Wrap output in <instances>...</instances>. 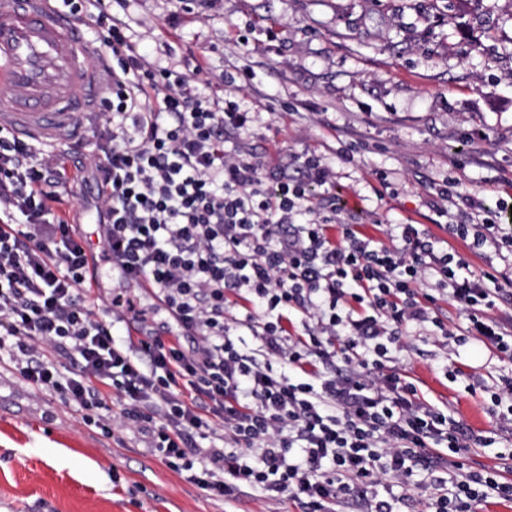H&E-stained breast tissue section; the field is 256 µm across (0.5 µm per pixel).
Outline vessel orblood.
Returning <instances> with one entry per match:
<instances>
[{
  "instance_id": "vessel-or-blood-1",
  "label": "vessel or blood",
  "mask_w": 512,
  "mask_h": 512,
  "mask_svg": "<svg viewBox=\"0 0 512 512\" xmlns=\"http://www.w3.org/2000/svg\"><path fill=\"white\" fill-rule=\"evenodd\" d=\"M102 65L51 0H0V127L41 143L75 134L99 109Z\"/></svg>"
}]
</instances>
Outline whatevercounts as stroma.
<instances>
[{"label": "stroma", "instance_id": "stroma-1", "mask_svg": "<svg viewBox=\"0 0 512 512\" xmlns=\"http://www.w3.org/2000/svg\"><path fill=\"white\" fill-rule=\"evenodd\" d=\"M126 14L153 61L189 73L205 60L213 86L257 108L248 142L268 174L296 176L295 155L321 156L336 173L338 211L370 235L417 224L440 237L444 225L476 222L438 196L446 180L512 206V0H130ZM57 191L84 211L104 313L129 288L98 242L94 188L67 180ZM450 244L506 277L491 314L511 313L512 253ZM406 341L399 363L425 399L447 402L476 433L499 432L487 389L511 364L473 339L445 350L429 335ZM0 512L300 509L247 488L212 498L132 437L85 425L63 396L0 366Z\"/></svg>", "mask_w": 512, "mask_h": 512}]
</instances>
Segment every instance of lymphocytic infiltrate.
Listing matches in <instances>:
<instances>
[{
    "label": "lymphocytic infiltrate",
    "mask_w": 512,
    "mask_h": 512,
    "mask_svg": "<svg viewBox=\"0 0 512 512\" xmlns=\"http://www.w3.org/2000/svg\"><path fill=\"white\" fill-rule=\"evenodd\" d=\"M95 33L99 140L85 174L99 237L133 287L150 290L174 335L117 337L146 318L132 295L91 308V253L79 209L56 214L72 146L45 151L0 128V350L41 393L63 392L105 434L131 433L210 496L241 488L302 512H393L380 492L430 473V512L512 501V481L472 465L487 448L393 363L408 324L450 299L474 339L512 361V319L490 317L497 277L414 224L396 242L337 221L336 184L304 154L298 176L270 178L241 138L256 115L177 65L152 64L118 17L126 0H53ZM482 213L449 226L475 250L512 248V212L440 186ZM339 360L326 376L319 368Z\"/></svg>",
    "instance_id": "f902f5d3"
}]
</instances>
